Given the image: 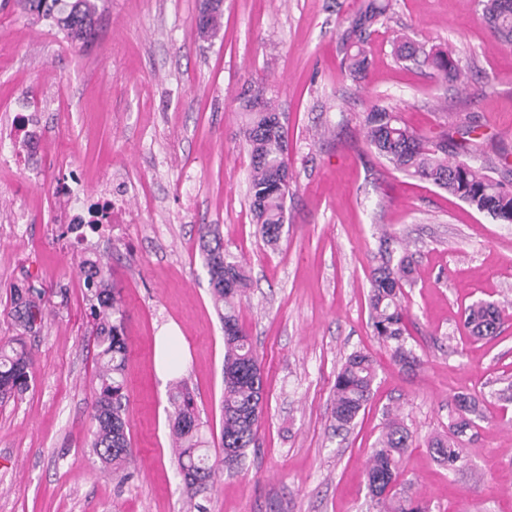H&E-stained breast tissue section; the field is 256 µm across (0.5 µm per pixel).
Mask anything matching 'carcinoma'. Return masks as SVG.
I'll return each mask as SVG.
<instances>
[{
  "label": "carcinoma",
  "mask_w": 512,
  "mask_h": 512,
  "mask_svg": "<svg viewBox=\"0 0 512 512\" xmlns=\"http://www.w3.org/2000/svg\"><path fill=\"white\" fill-rule=\"evenodd\" d=\"M20 12L39 20H49L73 45L86 43L94 34L97 21L96 0H15ZM481 15L493 34L512 45V0H478ZM389 0H362L360 8L340 23L338 44L343 54L345 76L353 81L364 78L368 66L365 46L374 27L384 22ZM223 13L203 15L201 33L216 34ZM396 57L403 62L431 66L451 81L461 77V69L449 54L423 45L403 42ZM367 146L394 169L426 180L448 191L472 208L496 219L512 218V187L489 175L492 166L475 164L448 153V137L429 142L404 125L399 116L374 106L363 118ZM241 136L250 157V207L263 241L278 245L285 220L288 140L281 113L267 99L260 111H248ZM203 261L217 313L224 328V398L221 447L224 466L239 465L247 448L256 445L257 424L263 411L261 367L248 336L239 324L237 300L251 288L243 260L224 248V239L210 224L199 227ZM90 302V317L96 325L101 367L99 388L91 401L94 426L91 448L101 462L115 470L131 455L127 434L126 404L122 372L127 344L123 331L122 300L111 281V269L92 260L80 264ZM408 257L393 260L392 251H381V263L370 277L369 309L376 336L395 343V356L410 366L415 361L405 348L404 309L399 294L409 281ZM15 313L20 327L30 331L43 320L40 296L30 290L19 291ZM500 323L499 307L489 302L469 306L466 326L475 338L496 334ZM376 378L373 361L366 355L350 354L336 375L332 418L336 431H347L369 401ZM32 379L31 357L18 338L0 344V403L25 390ZM458 416L449 425L448 435L435 438L431 448L435 458L453 469L463 458L460 437L483 418L479 399L470 393L455 396ZM171 430L176 439L178 467L184 487L200 490L213 482L216 465L210 462L199 436L201 422L193 398L179 384L171 393ZM412 435L403 420L388 417L373 455L367 461V483L380 512H426L415 498L392 490L399 477V461L410 447Z\"/></svg>",
  "instance_id": "1"
}]
</instances>
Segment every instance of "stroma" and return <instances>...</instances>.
<instances>
[{"label":"stroma","mask_w":512,"mask_h":512,"mask_svg":"<svg viewBox=\"0 0 512 512\" xmlns=\"http://www.w3.org/2000/svg\"><path fill=\"white\" fill-rule=\"evenodd\" d=\"M98 4L94 36L74 46L0 0V339L22 338L33 358L29 388L0 406V512H377L365 465L390 408L412 433L399 482L428 512H512V224L394 170L362 132L370 106L387 107L425 139L478 149L512 184V46L477 0H390L360 83L344 76L338 47L360 0H224L212 37L197 32L200 0ZM399 35L449 52L464 84L397 60ZM257 87L288 131L291 193L274 249L256 232L239 135ZM106 193L125 206L119 223L77 240L66 205ZM202 224L218 226L250 275L237 310L265 402L256 447L192 496L172 443L174 383L195 398L211 459L223 457L224 331ZM385 240L413 261L401 296L410 367L369 319ZM83 259L109 263L123 303L131 458L117 474L90 447L98 348ZM28 288L45 312L25 333L13 298ZM478 301L501 309L495 337L464 327ZM171 326L165 379L155 338ZM356 351L377 377L339 433L333 383ZM460 392L482 398L484 418L451 470L429 442L447 432Z\"/></svg>","instance_id":"obj_1"}]
</instances>
